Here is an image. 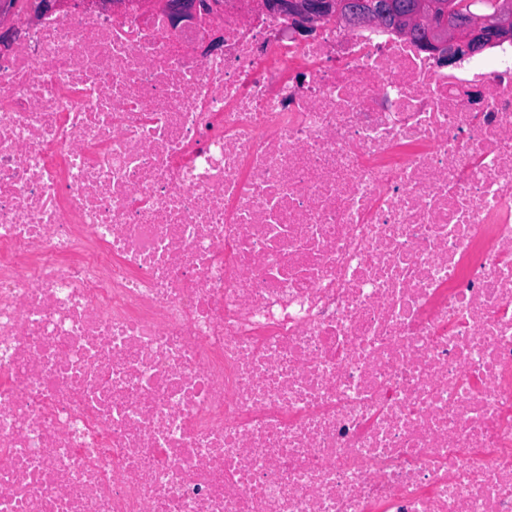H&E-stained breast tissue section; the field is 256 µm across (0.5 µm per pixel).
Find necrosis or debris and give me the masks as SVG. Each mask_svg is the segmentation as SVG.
<instances>
[{
    "label": "necrosis or debris",
    "mask_w": 512,
    "mask_h": 512,
    "mask_svg": "<svg viewBox=\"0 0 512 512\" xmlns=\"http://www.w3.org/2000/svg\"><path fill=\"white\" fill-rule=\"evenodd\" d=\"M38 2L0 6V512H512V44Z\"/></svg>",
    "instance_id": "1"
}]
</instances>
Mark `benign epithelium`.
Wrapping results in <instances>:
<instances>
[{
  "instance_id": "benign-epithelium-1",
  "label": "benign epithelium",
  "mask_w": 512,
  "mask_h": 512,
  "mask_svg": "<svg viewBox=\"0 0 512 512\" xmlns=\"http://www.w3.org/2000/svg\"><path fill=\"white\" fill-rule=\"evenodd\" d=\"M298 18L299 31L311 32L325 20L349 24H381L383 17L376 12L373 0H292ZM394 26L408 37L422 30L437 29L443 42L450 46L448 60L474 53L485 46L486 37L495 32L502 39L512 38V13L504 11L493 16L473 13L456 21L449 12H437L434 0H415L411 10L393 14Z\"/></svg>"
}]
</instances>
